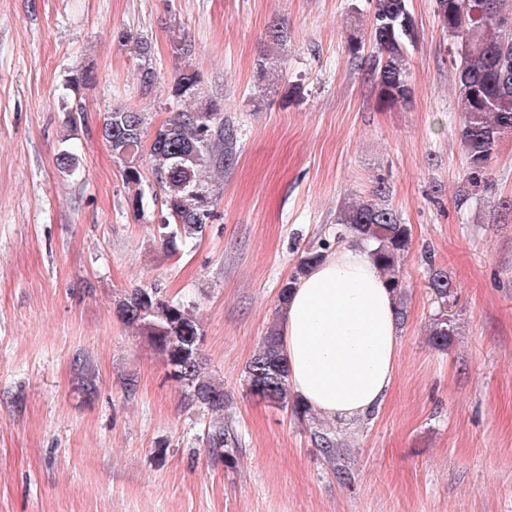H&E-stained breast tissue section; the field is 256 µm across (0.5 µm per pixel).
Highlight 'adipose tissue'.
I'll list each match as a JSON object with an SVG mask.
<instances>
[{
  "instance_id": "obj_1",
  "label": "adipose tissue",
  "mask_w": 512,
  "mask_h": 512,
  "mask_svg": "<svg viewBox=\"0 0 512 512\" xmlns=\"http://www.w3.org/2000/svg\"><path fill=\"white\" fill-rule=\"evenodd\" d=\"M279 336L290 388L313 412L349 423L383 405L401 326L366 245L344 242L295 283Z\"/></svg>"
}]
</instances>
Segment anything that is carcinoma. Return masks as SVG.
<instances>
[{
  "label": "carcinoma",
  "instance_id": "cac0c4a2",
  "mask_svg": "<svg viewBox=\"0 0 512 512\" xmlns=\"http://www.w3.org/2000/svg\"><path fill=\"white\" fill-rule=\"evenodd\" d=\"M441 27L454 44L458 71L455 86L461 123L465 171L456 191L455 204L461 209L489 182L490 161L498 142L512 135V0H436ZM416 29L409 10V0H375L370 24V42L375 55L370 60V79L378 99L385 105L406 103L412 96L409 47ZM288 39L279 22L269 24L266 40L270 50L256 63L259 76L266 78L279 67L272 49ZM173 53L188 60L194 44L184 37L171 42ZM95 72L82 70L69 76V91L63 101L71 122L83 118L79 94L93 81ZM176 104L171 116L159 125L150 141L144 142L146 117L133 106L103 113L99 124L101 138L112 157L121 165L129 183L142 180L141 158L151 161L153 184L162 194L165 214L160 221L163 241L172 249L177 242L202 237L206 225L215 219L219 187L207 180L206 173L221 171L231 163L237 151V129L224 119V104L201 97V77L189 67L182 69L169 89ZM390 189L384 181L376 182L371 194L341 206L336 223L345 236L371 248L372 256L396 294L397 316L404 321L408 291L400 275L399 259L408 251L411 234L389 202ZM330 249L324 243L304 252L295 270L282 283L278 306L288 302V293L307 269L322 261ZM429 288L446 301L456 285L442 268L431 270ZM121 320L138 330L158 353L166 367L177 371L174 380L190 400L216 415L210 424L208 443L217 455L231 459L238 444L233 428L224 423V384L207 372L201 354V326L189 305L167 301L157 288H136L117 303ZM454 328L441 314L433 319L430 341L439 349L448 348ZM244 381L250 394L270 406L291 409L300 421L309 409L295 399L288 383V369L280 336L270 328L259 350L248 361ZM314 440L323 454L338 460L337 478L345 481L349 473L341 460L339 432L331 427L313 430Z\"/></svg>",
  "mask_w": 512,
  "mask_h": 512
}]
</instances>
